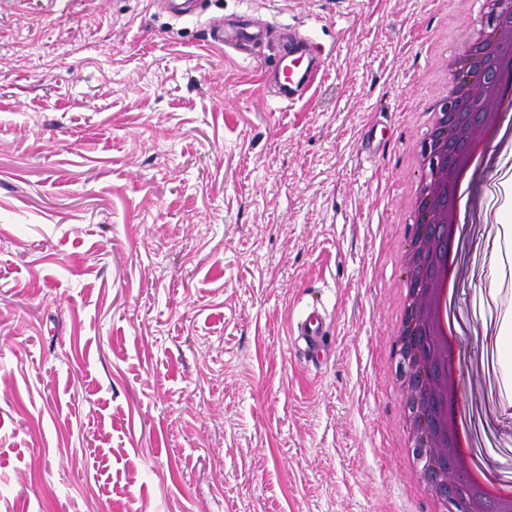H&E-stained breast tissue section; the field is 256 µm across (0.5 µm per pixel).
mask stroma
I'll use <instances>...</instances> for the list:
<instances>
[{"label": "stroma", "instance_id": "stroma-1", "mask_svg": "<svg viewBox=\"0 0 512 512\" xmlns=\"http://www.w3.org/2000/svg\"><path fill=\"white\" fill-rule=\"evenodd\" d=\"M246 14L254 56L206 41ZM446 0H0V512H426L391 331ZM329 55L281 107L257 61ZM387 140L366 147L369 127ZM512 157L457 252V403L512 471ZM320 358L294 339L313 300Z\"/></svg>", "mask_w": 512, "mask_h": 512}]
</instances>
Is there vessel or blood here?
Segmentation results:
<instances>
[{
    "instance_id": "vessel-or-blood-1",
    "label": "vessel or blood",
    "mask_w": 512,
    "mask_h": 512,
    "mask_svg": "<svg viewBox=\"0 0 512 512\" xmlns=\"http://www.w3.org/2000/svg\"><path fill=\"white\" fill-rule=\"evenodd\" d=\"M207 38L211 45L246 53L261 42V31L247 24L231 25L224 18H211L206 23ZM326 70L322 50L303 33L297 34L295 44L287 52L278 54L272 65H261L262 75L276 74L282 102L291 104L302 100L313 89ZM326 332L318 308H311L297 325V336L309 355L320 352Z\"/></svg>"
}]
</instances>
